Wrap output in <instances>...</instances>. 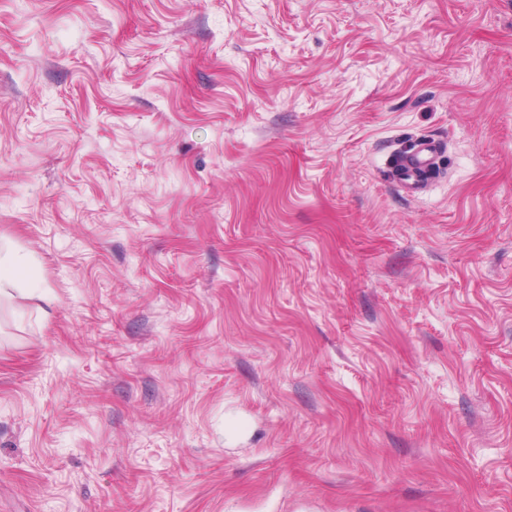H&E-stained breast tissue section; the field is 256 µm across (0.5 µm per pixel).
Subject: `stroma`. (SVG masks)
Masks as SVG:
<instances>
[{
  "mask_svg": "<svg viewBox=\"0 0 512 512\" xmlns=\"http://www.w3.org/2000/svg\"><path fill=\"white\" fill-rule=\"evenodd\" d=\"M0 246V512H512V0H0ZM27 271V257L14 253L3 254L0 248V300L2 297H13L14 292L28 299L42 298L44 289L41 282L27 275Z\"/></svg>",
  "mask_w": 512,
  "mask_h": 512,
  "instance_id": "obj_1",
  "label": "stroma"
}]
</instances>
